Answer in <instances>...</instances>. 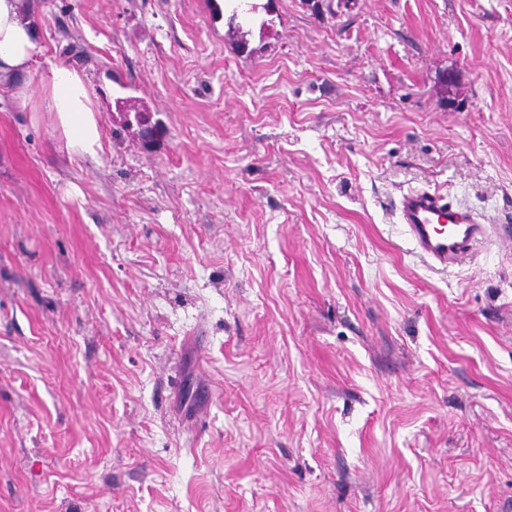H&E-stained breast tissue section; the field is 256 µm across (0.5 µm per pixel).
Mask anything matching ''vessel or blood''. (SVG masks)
Listing matches in <instances>:
<instances>
[{
	"instance_id": "b4317fda",
	"label": "vessel or blood",
	"mask_w": 512,
	"mask_h": 512,
	"mask_svg": "<svg viewBox=\"0 0 512 512\" xmlns=\"http://www.w3.org/2000/svg\"><path fill=\"white\" fill-rule=\"evenodd\" d=\"M398 211L416 250L444 269L469 255L488 233L487 225L479 223L470 210L427 189L403 193Z\"/></svg>"
}]
</instances>
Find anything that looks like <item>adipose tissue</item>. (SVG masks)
Returning <instances> with one entry per match:
<instances>
[{"instance_id":"ef3b65f1","label":"adipose tissue","mask_w":512,"mask_h":512,"mask_svg":"<svg viewBox=\"0 0 512 512\" xmlns=\"http://www.w3.org/2000/svg\"><path fill=\"white\" fill-rule=\"evenodd\" d=\"M37 48V28L24 0H0V83L13 85V98L23 107L28 106L31 93L15 79L30 68ZM42 102L54 116V129L65 152L96 158L102 148L101 125L82 75L53 68Z\"/></svg>"}]
</instances>
